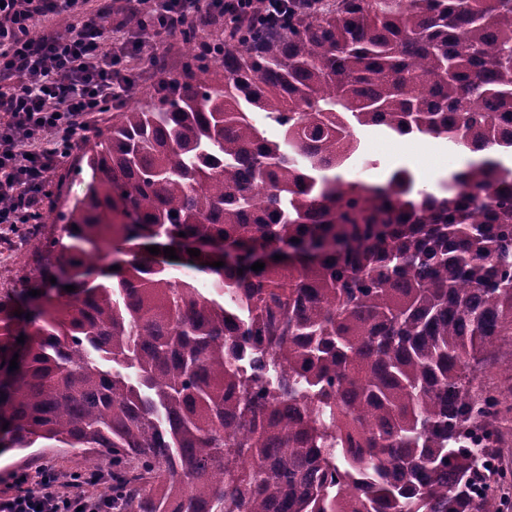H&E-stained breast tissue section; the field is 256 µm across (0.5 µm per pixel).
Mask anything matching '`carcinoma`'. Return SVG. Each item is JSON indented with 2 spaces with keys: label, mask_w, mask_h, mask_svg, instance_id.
Returning <instances> with one entry per match:
<instances>
[{
  "label": "carcinoma",
  "mask_w": 512,
  "mask_h": 512,
  "mask_svg": "<svg viewBox=\"0 0 512 512\" xmlns=\"http://www.w3.org/2000/svg\"><path fill=\"white\" fill-rule=\"evenodd\" d=\"M185 42L188 81L112 113L83 195L36 220L64 222L55 262L0 295V455H111L112 512H490L512 0H330L209 57ZM360 128L474 157L434 188L347 179Z\"/></svg>",
  "instance_id": "1"
}]
</instances>
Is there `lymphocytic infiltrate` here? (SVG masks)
<instances>
[{
    "instance_id": "obj_1",
    "label": "lymphocytic infiltrate",
    "mask_w": 512,
    "mask_h": 512,
    "mask_svg": "<svg viewBox=\"0 0 512 512\" xmlns=\"http://www.w3.org/2000/svg\"><path fill=\"white\" fill-rule=\"evenodd\" d=\"M90 0H0V224H26L42 210L45 188L95 113L122 105L135 84L132 63L156 50L126 18L142 0H124L113 31L96 23L35 32L36 21L68 17ZM314 0H157L150 24L168 35L193 29L200 55L213 41L204 30L216 17L230 27L276 30L290 11ZM0 512H107L92 484L44 467L34 483L0 490Z\"/></svg>"
}]
</instances>
